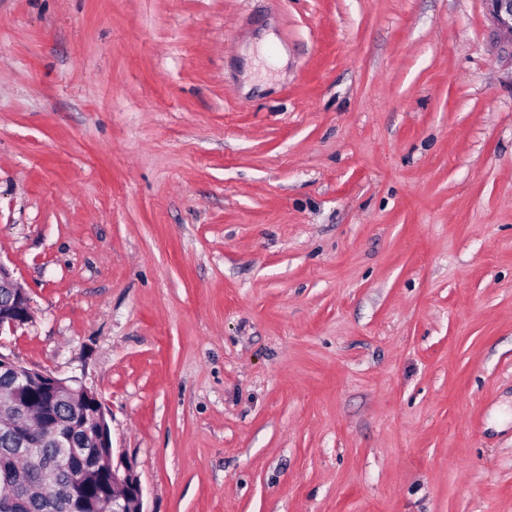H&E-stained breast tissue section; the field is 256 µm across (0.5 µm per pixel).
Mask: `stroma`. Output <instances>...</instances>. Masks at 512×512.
Returning <instances> with one entry per match:
<instances>
[{"instance_id": "1", "label": "stroma", "mask_w": 512, "mask_h": 512, "mask_svg": "<svg viewBox=\"0 0 512 512\" xmlns=\"http://www.w3.org/2000/svg\"><path fill=\"white\" fill-rule=\"evenodd\" d=\"M501 41L484 0H0V353L94 387L146 512H512ZM11 288L14 298L12 309L5 311L1 316L0 312V335L13 334L18 328L31 322L30 298L25 292L19 291L21 288L13 277L10 270L0 262V289Z\"/></svg>"}]
</instances>
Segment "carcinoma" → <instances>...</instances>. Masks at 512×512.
I'll return each mask as SVG.
<instances>
[{
    "instance_id": "carcinoma-1",
    "label": "carcinoma",
    "mask_w": 512,
    "mask_h": 512,
    "mask_svg": "<svg viewBox=\"0 0 512 512\" xmlns=\"http://www.w3.org/2000/svg\"><path fill=\"white\" fill-rule=\"evenodd\" d=\"M93 410L91 404L77 401L63 392L54 401L43 404L41 412L27 416L21 421L19 417L23 415V411L20 407L1 402L0 417L12 421L14 430L0 428V484L19 471L27 476L42 472L43 461L57 451V444L50 439L43 441L38 438L34 448L21 455L17 434L38 433L43 430L42 420H50L56 433L72 440L74 447L82 449V460L79 465L82 481L88 499L98 504V512H103L105 507L101 506V503L112 498L107 449L97 447L80 429V421ZM65 483L63 477L42 476L35 481L37 491L32 493L29 499L0 506V512H74L73 503L62 490Z\"/></svg>"
}]
</instances>
